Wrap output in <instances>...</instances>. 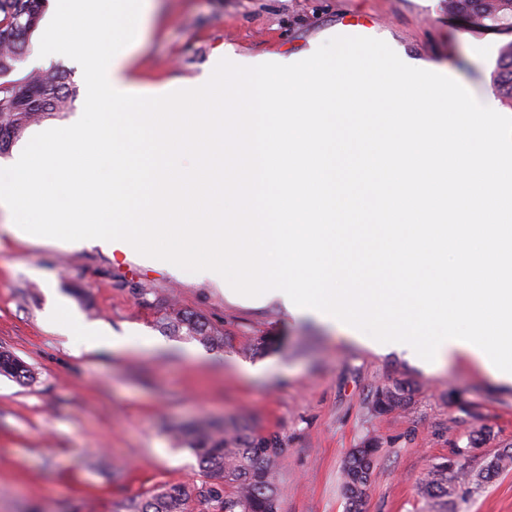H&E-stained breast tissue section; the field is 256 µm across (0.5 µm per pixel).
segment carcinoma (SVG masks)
Wrapping results in <instances>:
<instances>
[{
  "label": "carcinoma",
  "mask_w": 512,
  "mask_h": 512,
  "mask_svg": "<svg viewBox=\"0 0 512 512\" xmlns=\"http://www.w3.org/2000/svg\"><path fill=\"white\" fill-rule=\"evenodd\" d=\"M46 0H0V155L9 153L26 130L74 110L75 90L69 77L57 70L14 74L31 51V36L43 18ZM448 15L469 28L512 32V0H448ZM502 98L512 105V41L500 48L491 73ZM164 329L207 344H224L221 332L199 317L176 311L162 320ZM0 375L20 384L32 380L31 370L18 359L0 353ZM410 381L381 388L374 408L399 405L410 399ZM176 440L190 448L207 478L204 498L218 512H279L276 477L283 449L274 434L259 435L237 422L222 425L194 422L175 431ZM379 449L356 448L343 468L342 490L349 512H361ZM512 463V450L503 449L496 462L475 475L479 484ZM462 468L448 471L444 461L432 467L420 484L422 498L431 502L449 497L462 479ZM189 494L163 487L133 501L130 512H187Z\"/></svg>",
  "instance_id": "1"
}]
</instances>
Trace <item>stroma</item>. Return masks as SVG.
Instances as JSON below:
<instances>
[{
  "mask_svg": "<svg viewBox=\"0 0 512 512\" xmlns=\"http://www.w3.org/2000/svg\"><path fill=\"white\" fill-rule=\"evenodd\" d=\"M349 15L370 21L365 36L452 71L477 96L495 94L491 73L512 37L466 30L446 0H154L133 73L174 91L210 76L227 54L249 64L299 61L343 35ZM59 300L107 332L165 349L75 352L49 319ZM175 308L221 331L223 347L164 330ZM190 347L204 359L187 357ZM1 351L34 379L0 375V512H128L165 486L185 487L192 512H213L198 494L205 479L195 455L169 435L221 420L279 436L280 512H347L343 464L367 439L378 454L361 512H512V466L479 487L460 482L445 504L419 493L435 464L453 457L475 474L512 447L511 385L460 361L426 371L134 253L19 238L2 210ZM249 365L266 371L248 375ZM406 379L414 384L406 405L373 408L377 389Z\"/></svg>",
  "mask_w": 512,
  "mask_h": 512,
  "instance_id": "obj_1",
  "label": "stroma"
}]
</instances>
